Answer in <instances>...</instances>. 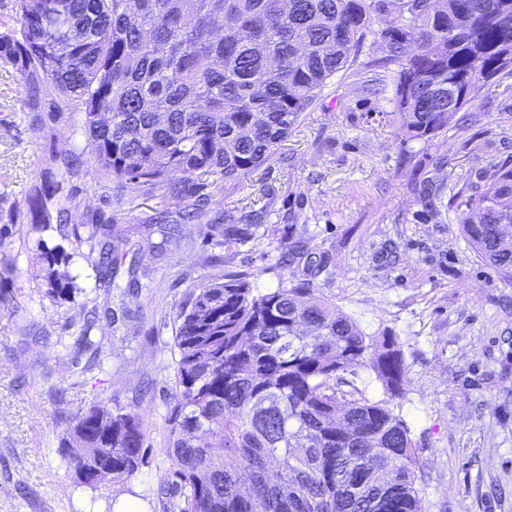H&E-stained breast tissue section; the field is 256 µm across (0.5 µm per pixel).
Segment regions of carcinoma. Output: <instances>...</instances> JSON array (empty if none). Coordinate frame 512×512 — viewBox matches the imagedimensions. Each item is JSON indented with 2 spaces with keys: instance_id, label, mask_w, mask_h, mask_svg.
I'll return each mask as SVG.
<instances>
[{
  "instance_id": "obj_1",
  "label": "carcinoma",
  "mask_w": 512,
  "mask_h": 512,
  "mask_svg": "<svg viewBox=\"0 0 512 512\" xmlns=\"http://www.w3.org/2000/svg\"><path fill=\"white\" fill-rule=\"evenodd\" d=\"M15 0L0 30V67L21 77L20 111L81 115L89 156L56 157L23 217L55 227L112 270V218L71 223L64 186L113 183L136 197L182 199L241 181L273 156L326 81L367 37L397 67L394 112L408 141L459 130L456 115L482 82L512 74V0ZM187 175L173 182L170 174ZM82 182V186L74 182ZM477 257L512 278V167L492 163L476 195L453 194ZM216 244L246 241L253 224H226ZM71 254L43 247L47 294L67 298ZM180 397L167 418L171 483L164 512H419V462L395 413L408 370L395 337L369 336L310 284L259 291L244 279L193 289L176 316ZM364 367L384 397L344 374ZM141 419L106 405L77 413L59 452L77 482L93 470L132 477L143 460ZM110 448L103 456L99 449Z\"/></svg>"
}]
</instances>
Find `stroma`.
<instances>
[{"mask_svg":"<svg viewBox=\"0 0 512 512\" xmlns=\"http://www.w3.org/2000/svg\"><path fill=\"white\" fill-rule=\"evenodd\" d=\"M384 55L365 43L272 158L215 194L225 223L259 214L246 242L213 247L208 216L186 217L193 195L78 194L73 223L104 211L128 256L107 288L88 248L73 251L66 300L49 297L40 276L41 248L60 236L16 215L49 156L85 142L68 124L31 125L20 77L0 68V512H115L124 499L162 512L180 306L207 281L265 290L284 275L311 281L368 335L396 337L408 367L396 412L417 448L422 512H512V278L473 253L448 193L430 208L420 200L450 180L476 192L489 162L512 164V75L462 109L455 135L407 143ZM302 241L311 256L282 268V252ZM107 297L115 324L99 322L94 350L77 352L74 315ZM98 403L139 416L147 447L133 477L91 489L58 447L72 415Z\"/></svg>","mask_w":512,"mask_h":512,"instance_id":"1","label":"stroma"}]
</instances>
